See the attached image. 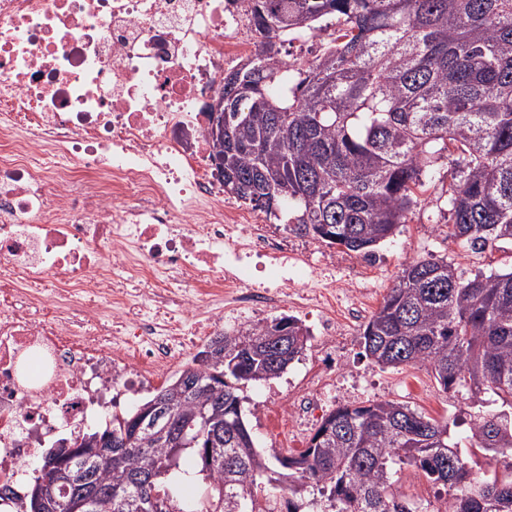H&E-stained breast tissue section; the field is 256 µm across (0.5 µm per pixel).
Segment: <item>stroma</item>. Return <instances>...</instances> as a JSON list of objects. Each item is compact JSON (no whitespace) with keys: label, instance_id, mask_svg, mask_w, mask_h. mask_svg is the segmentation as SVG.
Here are the masks:
<instances>
[{"label":"stroma","instance_id":"1","mask_svg":"<svg viewBox=\"0 0 512 512\" xmlns=\"http://www.w3.org/2000/svg\"><path fill=\"white\" fill-rule=\"evenodd\" d=\"M448 182V163L440 161L434 183L428 191V205L415 208L407 224L396 235L380 243L372 258L327 245L310 236L289 233L290 248L308 260L312 268L326 261L336 265V305L349 309L353 323L324 349L308 346L279 377L242 386L240 395L248 424L265 452L288 450L296 454L307 447L322 420L343 404L365 401H398L435 420L447 423L452 440L461 441L483 408L464 397L446 393L430 370L420 366L381 369L366 357L362 346V328L376 313L384 297L396 284L404 265L417 258L453 261L462 280L479 273L512 269V244L499 243L485 251L474 252L460 241L447 238L441 226L447 214L435 203ZM356 280L361 289L350 294L345 287ZM331 374L334 388L312 415L298 416L293 400L308 392L315 369Z\"/></svg>","mask_w":512,"mask_h":512}]
</instances>
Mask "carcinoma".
<instances>
[{
  "mask_svg": "<svg viewBox=\"0 0 512 512\" xmlns=\"http://www.w3.org/2000/svg\"><path fill=\"white\" fill-rule=\"evenodd\" d=\"M255 54L225 80L224 137L207 133L224 191L329 245L371 255L407 222L454 153L448 237L472 251L512 241V0H249ZM330 19L321 54L288 63L268 49L290 31ZM366 356L383 368L424 366L447 393L500 409L471 428L470 447L511 475L475 481L448 424L393 401L344 404L297 455L254 442L241 385L279 376L310 333L274 319L224 331L195 366L162 387L175 407L172 439L135 433L138 411L63 439L26 471L21 512H428L394 492L397 467L436 488L434 512H512V270L464 282L455 263L405 265L363 329ZM206 435L170 457L180 435ZM83 462L59 481L46 464Z\"/></svg>",
  "mask_w": 512,
  "mask_h": 512,
  "instance_id": "cac0c4a2",
  "label": "carcinoma"
}]
</instances>
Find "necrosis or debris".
<instances>
[{
	"instance_id": "1",
	"label": "necrosis or debris",
	"mask_w": 512,
	"mask_h": 512,
	"mask_svg": "<svg viewBox=\"0 0 512 512\" xmlns=\"http://www.w3.org/2000/svg\"><path fill=\"white\" fill-rule=\"evenodd\" d=\"M246 0H0V485L310 279L224 202L203 114Z\"/></svg>"
}]
</instances>
